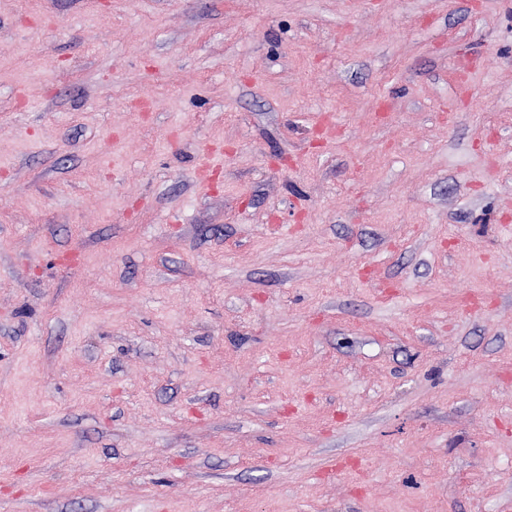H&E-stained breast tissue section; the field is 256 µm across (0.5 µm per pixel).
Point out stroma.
I'll return each mask as SVG.
<instances>
[{"label": "stroma", "mask_w": 512, "mask_h": 512, "mask_svg": "<svg viewBox=\"0 0 512 512\" xmlns=\"http://www.w3.org/2000/svg\"><path fill=\"white\" fill-rule=\"evenodd\" d=\"M0 512H512V0H0Z\"/></svg>", "instance_id": "obj_1"}]
</instances>
